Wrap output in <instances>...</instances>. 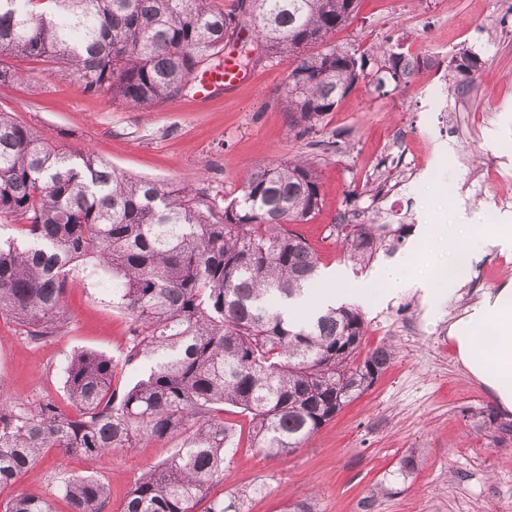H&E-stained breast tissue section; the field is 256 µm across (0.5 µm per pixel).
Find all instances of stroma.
Returning a JSON list of instances; mask_svg holds the SVG:
<instances>
[{"label":"stroma","mask_w":512,"mask_h":512,"mask_svg":"<svg viewBox=\"0 0 512 512\" xmlns=\"http://www.w3.org/2000/svg\"><path fill=\"white\" fill-rule=\"evenodd\" d=\"M336 45L373 57L380 51L462 48L481 60L476 89L452 117L430 115L419 86H388L379 95L365 78L330 112L319 132L289 136L278 103L288 65L266 61L231 92L205 104L193 93L147 109L84 93L78 81L42 61L6 56L0 63L24 72L0 84V111L41 132L60 148L89 151L116 171L189 187L224 207L247 173L272 159L317 162L323 206L298 232L316 251L321 272L340 270L354 282L371 269L348 258L336 226L344 212L391 214L408 231L394 253L413 251L422 224H512V0H361ZM498 168L504 181L478 189L475 172ZM512 288V251L490 247L469 272L457 298L432 302L419 293H376L363 307L372 349L398 354L373 386L343 407L301 449L272 460L252 448L249 420L226 411L239 444L224 463V480L211 493L255 484L261 495L249 512H282L286 502L313 499L319 512H512V413L461 364L448 326L485 292ZM69 324L55 338L31 344L0 313V382L14 396L50 397L67 405L66 358L96 350L124 358L130 317L112 305V281L82 270L69 276ZM177 439L144 441L94 460L45 453L10 486L12 496L51 494V474H90L111 489L108 512H122L125 494L147 469L168 459ZM421 465L401 475L399 462ZM387 486L386 494L376 489Z\"/></svg>","instance_id":"stroma-1"}]
</instances>
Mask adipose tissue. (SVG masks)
<instances>
[{"instance_id":"adipose-tissue-1","label":"adipose tissue","mask_w":512,"mask_h":512,"mask_svg":"<svg viewBox=\"0 0 512 512\" xmlns=\"http://www.w3.org/2000/svg\"><path fill=\"white\" fill-rule=\"evenodd\" d=\"M419 231L421 242L451 243L445 258L434 261L425 275L411 273L407 256L381 265L368 284L354 288L356 298L365 299L373 287L387 294L413 288L432 299H451L459 296L467 270L486 247L512 249L511 224H460L452 230L444 224H424ZM448 334L471 376L490 390L501 409L512 411V289H500L474 302L464 317L449 326Z\"/></svg>"}]
</instances>
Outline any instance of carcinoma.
Instances as JSON below:
<instances>
[{"label": "carcinoma", "instance_id": "carcinoma-1", "mask_svg": "<svg viewBox=\"0 0 512 512\" xmlns=\"http://www.w3.org/2000/svg\"><path fill=\"white\" fill-rule=\"evenodd\" d=\"M361 0H0V54L51 63L83 91L138 108L173 100L201 66L218 68L231 39L254 29L264 54L288 62L280 104L288 134L321 127L367 77L370 59L330 43ZM451 89L474 87L480 59L461 49ZM417 63L383 53L376 90L407 82ZM322 205L314 163H260L224 210L199 192L170 190L117 172L90 152L63 150L0 112V312L32 343L68 325L67 275L83 266L112 279V305L134 325L123 364L144 375L112 386L118 363L93 350L71 355L65 389L74 408L49 399L0 395V486L29 472L48 450L100 454L139 436L183 440L128 489L122 512H247L258 485L209 497L224 479L234 433L224 408L249 418L253 446L286 457L396 357L363 347L361 313L328 307L298 322L281 305L307 290L319 259L287 224H305ZM375 224H347L349 258L365 267L383 246ZM70 512H103L110 488L93 476L59 481ZM0 512H56L46 495L19 494Z\"/></svg>", "mask_w": 512, "mask_h": 512}]
</instances>
